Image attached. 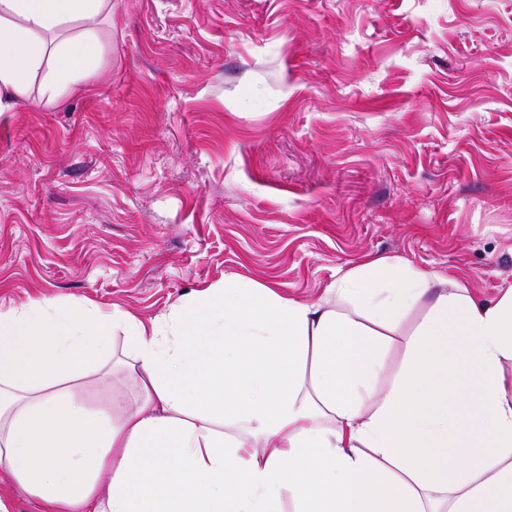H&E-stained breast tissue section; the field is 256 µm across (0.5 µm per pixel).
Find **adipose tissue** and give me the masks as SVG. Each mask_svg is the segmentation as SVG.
<instances>
[{"mask_svg":"<svg viewBox=\"0 0 512 512\" xmlns=\"http://www.w3.org/2000/svg\"><path fill=\"white\" fill-rule=\"evenodd\" d=\"M112 0H0V112L101 56ZM426 316L385 384L392 336ZM124 334L120 362L112 335ZM512 287L491 302L388 257L316 302L237 274L143 322L32 299L0 312V479L42 512H512ZM136 404L88 409V374Z\"/></svg>","mask_w":512,"mask_h":512,"instance_id":"1","label":"adipose tissue"}]
</instances>
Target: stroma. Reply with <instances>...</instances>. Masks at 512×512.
Instances as JSON below:
<instances>
[{"instance_id":"stroma-1","label":"stroma","mask_w":512,"mask_h":512,"mask_svg":"<svg viewBox=\"0 0 512 512\" xmlns=\"http://www.w3.org/2000/svg\"><path fill=\"white\" fill-rule=\"evenodd\" d=\"M80 91L0 112V311L148 321L374 256L512 286V0H112Z\"/></svg>"}]
</instances>
